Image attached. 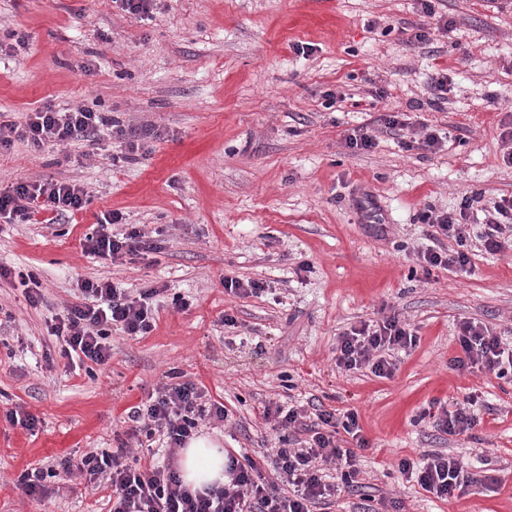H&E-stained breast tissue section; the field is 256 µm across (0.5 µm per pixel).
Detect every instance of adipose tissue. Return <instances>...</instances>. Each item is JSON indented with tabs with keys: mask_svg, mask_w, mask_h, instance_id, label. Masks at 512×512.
Returning <instances> with one entry per match:
<instances>
[{
	"mask_svg": "<svg viewBox=\"0 0 512 512\" xmlns=\"http://www.w3.org/2000/svg\"><path fill=\"white\" fill-rule=\"evenodd\" d=\"M226 457L221 441L211 436L191 438L181 451L180 474L184 484L202 491L223 484Z\"/></svg>",
	"mask_w": 512,
	"mask_h": 512,
	"instance_id": "adipose-tissue-1",
	"label": "adipose tissue"
}]
</instances>
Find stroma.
Returning <instances> with one entry per match:
<instances>
[{"instance_id":"35a3bbf8","label":"stroma","mask_w":512,"mask_h":512,"mask_svg":"<svg viewBox=\"0 0 512 512\" xmlns=\"http://www.w3.org/2000/svg\"><path fill=\"white\" fill-rule=\"evenodd\" d=\"M433 5L427 20L417 0H156L143 20L114 0H0V119L85 106L152 133L147 156L130 162L113 161L120 142L108 136L0 151V182H71L90 196L62 219L0 222V264L12 271L0 281V512H107V489L80 477L51 480L38 499L17 480L92 448L141 454L127 413L171 371L232 411L231 424L204 422L199 434L262 474L279 445L263 407L288 396L357 412L369 441L359 480L376 512L392 501L407 512H512V379L451 364L461 320L512 341V250L472 240L466 273L428 274L421 256L433 242L419 219L465 196L512 195L500 141L512 122V0ZM440 15L449 32L436 30ZM423 22L429 43H408L405 28ZM440 70L450 92L434 108L428 77ZM386 110L446 133L445 146L404 148L377 123ZM365 124L376 146L347 148L346 130ZM112 210L123 215L114 233L136 229L161 250L84 253L85 234ZM22 273L39 281V306L18 290ZM228 277L263 290L227 294ZM87 279L161 293L149 333H113L107 364L74 367L48 325ZM393 312L418 337L394 353L393 375L339 369V334ZM438 403L468 406L478 425L438 431ZM18 406L38 417L36 431L7 420ZM433 452L483 483L441 500L399 471Z\"/></svg>"}]
</instances>
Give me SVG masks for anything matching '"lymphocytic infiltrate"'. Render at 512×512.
Segmentation results:
<instances>
[{
	"instance_id": "lymphocytic-infiltrate-1",
	"label": "lymphocytic infiltrate",
	"mask_w": 512,
	"mask_h": 512,
	"mask_svg": "<svg viewBox=\"0 0 512 512\" xmlns=\"http://www.w3.org/2000/svg\"><path fill=\"white\" fill-rule=\"evenodd\" d=\"M114 128L111 119L90 108L60 111L48 103L27 113L22 122L0 121V148H10L17 141L37 150L75 141L95 142L103 131ZM88 201V192L81 185L19 178L0 190V219L27 221L36 204L63 216L84 209ZM474 203V198L466 197L458 212L432 208L423 212L422 223L456 243L452 250L431 248L424 252L428 266L466 270L470 263L466 245L475 233L489 253L512 250V197L490 202L483 211L484 230L480 233L470 221ZM121 221L115 211L98 217L95 228L84 237L85 252L113 260L140 251H158V244L144 240L137 230L114 234L113 225ZM79 293L80 302L55 316L49 331L62 339L63 357L102 365L112 357L108 341L112 331L141 336L151 330L155 319L152 300L160 290L145 287L131 295L111 282L86 280L80 283ZM417 341L409 323L392 313L341 333L336 342V364L347 371L367 368L375 376L387 378L395 368L391 351L412 348ZM456 341L459 354L452 360L455 368L478 367L501 379L512 375V342H504L495 327L461 320ZM204 396L191 381L162 384L146 402L129 411V436L140 435L143 424L150 422L169 451H176L195 435L200 421L228 420L226 406L215 401L204 403ZM263 417L281 433L280 446L273 453L276 477L272 480L261 475L250 457L232 456L225 468L227 483L199 492L186 487L170 465L145 464L121 449L111 452L96 448L77 459L62 458L54 467L25 471L18 485L26 495L42 497L48 492L47 479L75 471L87 484L111 488L109 512H315L318 506L327 505L329 497L359 488L356 458L368 441L361 433L356 412L339 414L318 405L308 413L278 405L265 407ZM343 433L351 438V447L341 445L339 436ZM329 464L340 466L339 484L325 483L323 471ZM399 470L415 474L422 489L441 499L483 481L481 475L464 470L458 458L442 453L423 455L416 463L401 460Z\"/></svg>"
}]
</instances>
